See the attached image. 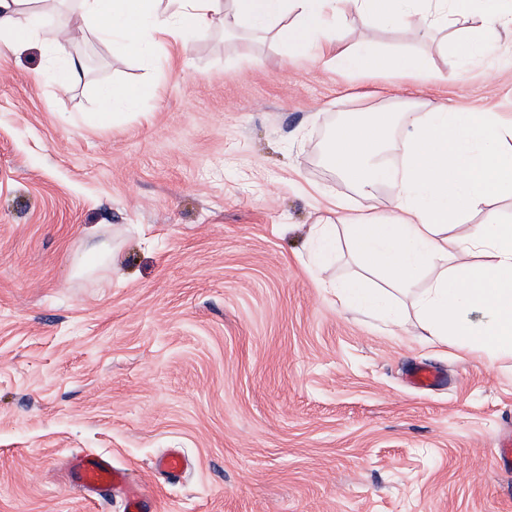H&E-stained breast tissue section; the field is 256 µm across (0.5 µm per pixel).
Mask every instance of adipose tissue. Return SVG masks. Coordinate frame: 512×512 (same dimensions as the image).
<instances>
[{
	"label": "adipose tissue",
	"instance_id": "ef3b65f1",
	"mask_svg": "<svg viewBox=\"0 0 512 512\" xmlns=\"http://www.w3.org/2000/svg\"><path fill=\"white\" fill-rule=\"evenodd\" d=\"M414 2L76 0L87 26L76 34L64 31L62 40L118 41L138 51L181 43L219 26L243 41L271 34L295 43L311 62L370 76L376 65L338 39L336 25L348 13L416 38L447 27L452 18L478 21L484 36L459 40L447 71L433 70L423 57L395 52L388 77L420 83L463 80L471 60L512 41V0H428L423 11ZM37 3L0 0V34H8L15 50L37 33L44 17ZM326 161L370 201L341 218L365 272L334 284L340 308L393 321L394 305L410 292L434 342L491 361L512 359V224L491 209L494 202L512 200V118L396 98L346 115ZM385 184L394 186L393 199L376 204ZM478 212L485 220L467 238L448 236L449 225L466 223ZM437 260L446 261V269L428 287L417 288L418 271ZM370 270L381 273V285L369 281Z\"/></svg>",
	"mask_w": 512,
	"mask_h": 512
}]
</instances>
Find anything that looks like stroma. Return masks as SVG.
Returning <instances> with one entry per match:
<instances>
[{
	"label": "stroma",
	"instance_id": "1",
	"mask_svg": "<svg viewBox=\"0 0 512 512\" xmlns=\"http://www.w3.org/2000/svg\"><path fill=\"white\" fill-rule=\"evenodd\" d=\"M357 17L338 34L375 58L397 48L446 68L472 22L430 38ZM80 58L60 90L47 59ZM52 32L0 44V512H124L120 492L80 498L60 479L106 453L157 512H512V359L432 345L342 311L322 279L360 267L343 229L316 252L334 194L367 207L322 151L340 114L387 81L343 77L268 35L213 30L174 52ZM150 88L102 115L110 87ZM449 111L512 114V47L459 82L400 83ZM116 248V266L94 250ZM419 363L444 376L415 391ZM177 480L151 469L169 449Z\"/></svg>",
	"mask_w": 512,
	"mask_h": 512
}]
</instances>
